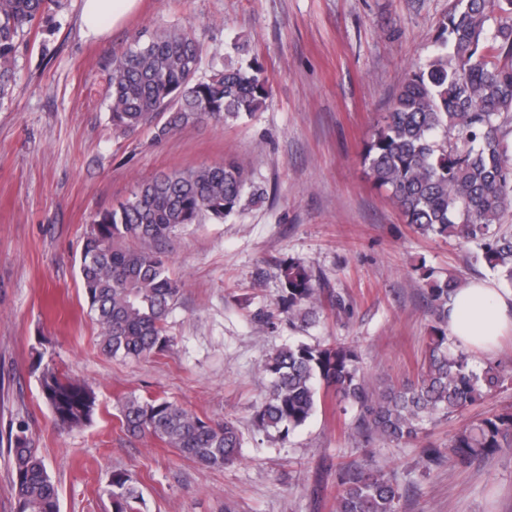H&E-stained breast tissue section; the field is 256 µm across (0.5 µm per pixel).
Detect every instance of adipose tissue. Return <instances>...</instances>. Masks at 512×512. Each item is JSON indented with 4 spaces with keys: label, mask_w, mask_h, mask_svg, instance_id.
<instances>
[{
    "label": "adipose tissue",
    "mask_w": 512,
    "mask_h": 512,
    "mask_svg": "<svg viewBox=\"0 0 512 512\" xmlns=\"http://www.w3.org/2000/svg\"><path fill=\"white\" fill-rule=\"evenodd\" d=\"M448 328L461 344L492 354L512 327V293L499 294L484 282L461 288L448 304Z\"/></svg>",
    "instance_id": "obj_1"
}]
</instances>
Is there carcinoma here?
I'll list each match as a JSON object with an SVG mask.
<instances>
[{"label":"carcinoma","mask_w":512,"mask_h":512,"mask_svg":"<svg viewBox=\"0 0 512 512\" xmlns=\"http://www.w3.org/2000/svg\"><path fill=\"white\" fill-rule=\"evenodd\" d=\"M63 8L62 0H0V103L11 97L12 69L25 35ZM433 57L412 69L383 123L364 144L362 159L404 222L426 236L450 235L477 247L473 258L512 290V234L501 233L512 208V0H458L436 38ZM204 43L189 30L161 27L112 55L107 106L112 131L143 127L162 140L188 125L228 124L258 111L269 79L245 44L234 41L208 76L199 75ZM263 195L235 160L175 169L138 184L124 202L99 212L82 247L80 276L88 312L99 325V345L111 357L140 359L172 343L167 317L182 288L163 245L190 224L225 221ZM429 284L433 325L417 383L369 388L357 348L346 342L286 344L267 359L270 384L254 419L259 429L288 438L304 426L328 394L356 409L367 439L399 445L426 426L462 412L502 386L491 363L448 347V299L465 286L422 267ZM278 309L305 329L324 305L343 300L322 288L313 270L290 258L279 263ZM42 394L61 429L86 425L96 411L94 391L53 368L40 378ZM121 428L148 432L201 466L233 464L243 445L236 423L204 420L166 397L130 394L120 401ZM512 447V413L460 428L444 449L423 450L426 464L467 463ZM16 512H59L58 489L19 426L10 440ZM112 512H142L132 477L112 474L106 489ZM402 487L378 467L342 466L336 473V512H400Z\"/></svg>","instance_id":"1"}]
</instances>
